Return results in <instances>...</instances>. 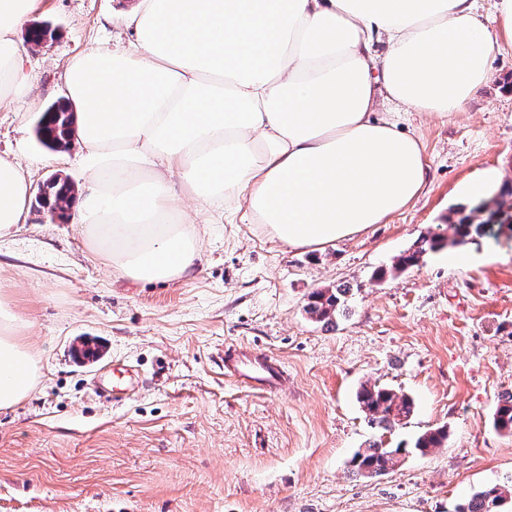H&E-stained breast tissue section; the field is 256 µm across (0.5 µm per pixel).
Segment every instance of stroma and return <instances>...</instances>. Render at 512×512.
Instances as JSON below:
<instances>
[{
  "label": "stroma",
  "instance_id": "1",
  "mask_svg": "<svg viewBox=\"0 0 512 512\" xmlns=\"http://www.w3.org/2000/svg\"><path fill=\"white\" fill-rule=\"evenodd\" d=\"M137 0H45L53 37L31 52L29 89L0 105V155L32 167L34 184L76 178L81 150L56 156L39 116L64 98L61 67L90 46L127 38ZM491 80L466 111L424 112L421 193L385 223L318 251L295 250L238 216L202 225L203 256L168 284L116 280L84 246L82 225L29 220L0 239V285L34 318L42 376L0 409V512H455L483 486L512 479V435L493 416L512 393V46L495 48ZM505 172L478 212L486 234L377 280L428 228L447 224L467 184ZM347 287L332 322L305 311L316 289ZM277 365L283 388L224 377L228 345ZM130 364L140 383L102 397L96 382ZM413 398L391 430L368 422L362 385ZM444 426V447L413 442ZM403 447L395 467L357 475L369 442Z\"/></svg>",
  "mask_w": 512,
  "mask_h": 512
}]
</instances>
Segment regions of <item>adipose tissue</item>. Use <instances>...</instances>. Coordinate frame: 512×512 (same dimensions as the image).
<instances>
[{"mask_svg":"<svg viewBox=\"0 0 512 512\" xmlns=\"http://www.w3.org/2000/svg\"><path fill=\"white\" fill-rule=\"evenodd\" d=\"M44 0H0V103L27 87L17 37ZM477 0H138L127 44L89 47L60 77L85 155L69 219L115 278L171 283L202 259L198 218L241 215L316 250L403 210L425 183L401 111H466L512 44ZM397 112L376 117V96ZM30 177L0 156V238L29 215ZM33 321L0 291V409L41 376Z\"/></svg>","mask_w":512,"mask_h":512,"instance_id":"adipose-tissue-1","label":"adipose tissue"}]
</instances>
